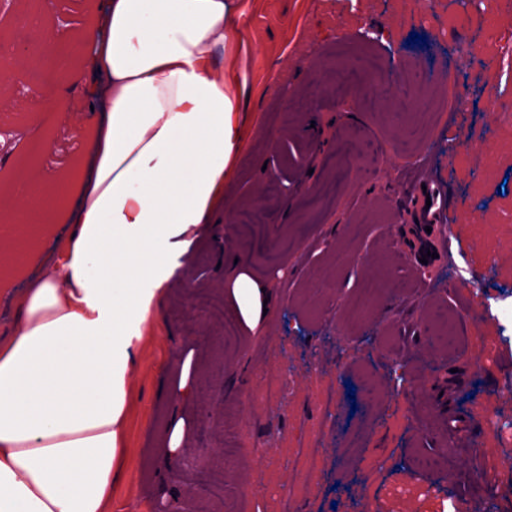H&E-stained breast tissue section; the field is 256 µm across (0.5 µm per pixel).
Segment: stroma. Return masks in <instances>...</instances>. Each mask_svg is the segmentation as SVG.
Here are the masks:
<instances>
[{
    "label": "stroma",
    "instance_id": "stroma-1",
    "mask_svg": "<svg viewBox=\"0 0 512 512\" xmlns=\"http://www.w3.org/2000/svg\"><path fill=\"white\" fill-rule=\"evenodd\" d=\"M239 16L224 45L235 71L241 136L224 177V214L215 215L169 295L143 326L128 408L123 475L112 486V512H278L292 492L299 512H512V447L486 433L489 420L512 423V140L499 139L483 93L497 85L512 105V72L484 68L482 31L467 38L471 59H459L438 35L427 0H238ZM426 36L408 43L410 33ZM366 51L380 77L337 88L335 70ZM421 60L439 86L470 88L462 112L437 113L435 131L406 155L393 136L388 107L397 70ZM0 123L48 135L39 168L58 172L86 159L90 138L60 118L31 127L29 116L0 107ZM465 130L462 148L481 168L449 157V131ZM374 140L373 170L347 161L343 136ZM36 137L16 142L21 164ZM440 183L453 215L440 227L452 248L421 263L417 199ZM255 212L245 228L241 214ZM68 226L34 236V262L0 270V334L15 317L14 295L39 274L40 259ZM247 272L265 289L268 312L244 323L226 284ZM194 286H183L186 275ZM383 277L371 307L353 310L363 283ZM224 305V319L202 316L198 299ZM442 303L459 319L461 348L451 356L428 347L424 317ZM237 330L225 339L224 323ZM397 361L406 375L389 384ZM189 371L191 393L176 390ZM379 385L376 402H350L349 385ZM287 395H279L280 386ZM340 396L332 422L318 397ZM187 436L177 462L159 449L177 419ZM323 431L329 451L319 478L302 479L293 454ZM226 464L227 495L204 493L215 458ZM437 456L431 470L418 455ZM499 472L487 484L480 470Z\"/></svg>",
    "mask_w": 512,
    "mask_h": 512
}]
</instances>
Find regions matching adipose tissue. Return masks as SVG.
Wrapping results in <instances>:
<instances>
[{"label": "adipose tissue", "mask_w": 512, "mask_h": 512, "mask_svg": "<svg viewBox=\"0 0 512 512\" xmlns=\"http://www.w3.org/2000/svg\"><path fill=\"white\" fill-rule=\"evenodd\" d=\"M236 0H100L80 60L92 110L89 164L48 172L0 202L13 234L0 265H23L31 230L66 223L0 336V512H112L136 343L195 236L224 207V172L240 136L216 53ZM56 31L34 19L12 65L57 62ZM254 327L262 291L230 283Z\"/></svg>", "instance_id": "ef3b65f1"}]
</instances>
